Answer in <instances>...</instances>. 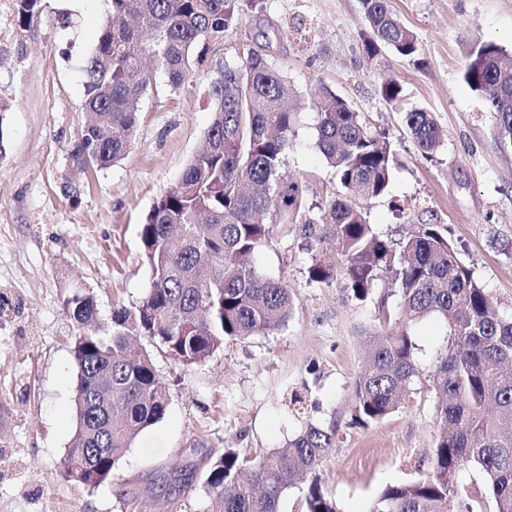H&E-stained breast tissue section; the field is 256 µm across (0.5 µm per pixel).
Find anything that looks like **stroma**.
I'll list each match as a JSON object with an SVG mask.
<instances>
[{"label":"stroma","instance_id":"obj_1","mask_svg":"<svg viewBox=\"0 0 512 512\" xmlns=\"http://www.w3.org/2000/svg\"><path fill=\"white\" fill-rule=\"evenodd\" d=\"M419 41L420 66L389 50L365 58L360 0H265L257 17L226 32L217 57L237 61L275 39L274 54L301 102L286 159L307 204L318 209L340 186L316 141L310 91L332 88L387 132L399 166L385 199L365 202L377 232L398 244L407 223L437 222L501 311L512 313V148L500 145L484 98L463 79L467 50L482 39L512 54V0H389ZM108 10L106 0H40L23 24L18 0H0V512H216L205 472L224 449L252 458L286 446L310 424L336 427L316 474L340 512H367L377 493L428 470L439 430L428 376L447 331L417 325L418 375L402 407L378 423L355 424L354 381L366 336L379 330L376 301L352 299L344 277L309 278L313 253L299 225H274L253 264L285 282L295 306L279 331L226 341L205 362L160 358L169 402L127 449L111 478L89 488L66 479L75 430L77 332L62 298L86 288L101 318L148 294L140 224L182 175L211 121L209 73L179 92L165 74L141 101L126 156L103 170L73 172L71 153L85 122L83 72ZM74 25L63 28L62 16ZM402 87L400 106L378 91ZM431 112L444 139L433 158L407 135L403 113ZM76 183L70 199L65 185ZM400 204L403 214L392 212ZM300 394L304 406L290 404Z\"/></svg>","mask_w":512,"mask_h":512}]
</instances>
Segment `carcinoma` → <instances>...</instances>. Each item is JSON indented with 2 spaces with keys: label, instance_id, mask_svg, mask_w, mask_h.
<instances>
[{
  "label": "carcinoma",
  "instance_id": "obj_1",
  "mask_svg": "<svg viewBox=\"0 0 512 512\" xmlns=\"http://www.w3.org/2000/svg\"><path fill=\"white\" fill-rule=\"evenodd\" d=\"M108 12L85 66L83 111L87 120L72 160L75 170L104 168L130 149L143 96L157 73L177 90L204 65L219 70L209 82L212 120L205 143L181 178L153 203L140 229L151 288L137 305L99 319L93 295L70 288L63 307L79 333L72 341L77 365L76 427L65 474L95 488L107 481L142 431L163 416L168 396L152 355L130 353L146 340L184 365L208 359L224 341L277 331L293 309L288 286L260 272L251 257L271 233L267 218L302 224L314 244L335 243L309 269L316 283L342 269L352 298H370L391 274L402 320L390 327L380 302L381 330L368 337L366 366L354 382L357 424L376 423L400 408L418 375L412 328L437 316L448 341L429 375L440 433L429 470L385 487L369 512H448L457 496L456 473L473 465L484 476L493 512H512V315L500 309L461 260L442 224H409L394 249L381 239L361 203L388 193L396 153L386 132H371L361 113L336 91L312 92L318 116L316 144L342 191L314 213L298 181L283 171L295 137L296 109L285 69L263 47L234 64L208 54L259 10L258 0H107ZM369 31L365 55L388 47L418 64V39L389 8L388 0H362ZM463 79L488 94L501 142L512 146V61L498 45L475 39ZM380 94L401 100V86L384 81ZM420 154L442 144L432 113H404ZM336 426L308 425L283 448L256 460L225 450L205 483L223 512H280L298 480L315 472L335 448ZM305 512H338L312 478Z\"/></svg>",
  "mask_w": 512,
  "mask_h": 512
}]
</instances>
